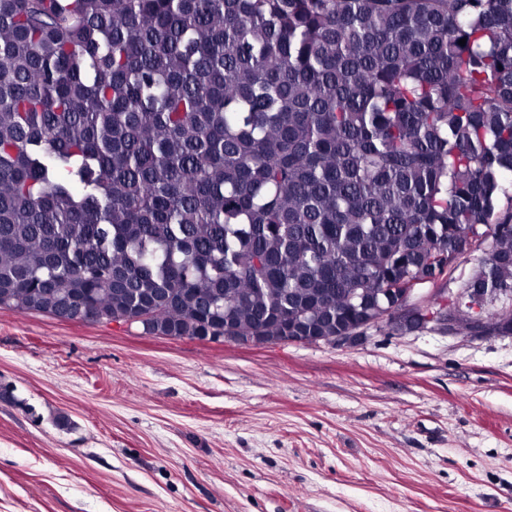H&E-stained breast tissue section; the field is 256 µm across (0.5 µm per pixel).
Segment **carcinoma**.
Here are the masks:
<instances>
[{"label":"carcinoma","mask_w":512,"mask_h":512,"mask_svg":"<svg viewBox=\"0 0 512 512\" xmlns=\"http://www.w3.org/2000/svg\"><path fill=\"white\" fill-rule=\"evenodd\" d=\"M509 176L512 0H0V307L394 331L512 291Z\"/></svg>","instance_id":"cac0c4a2"}]
</instances>
